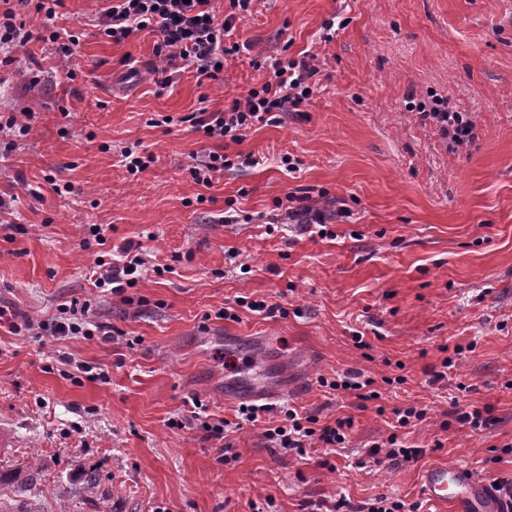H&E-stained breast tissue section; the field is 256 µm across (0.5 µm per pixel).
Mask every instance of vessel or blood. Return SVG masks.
<instances>
[{"instance_id":"vessel-or-blood-1","label":"vessel or blood","mask_w":512,"mask_h":512,"mask_svg":"<svg viewBox=\"0 0 512 512\" xmlns=\"http://www.w3.org/2000/svg\"><path fill=\"white\" fill-rule=\"evenodd\" d=\"M421 488L429 500L449 505L452 512H499L486 482L465 464L428 468L421 477Z\"/></svg>"}]
</instances>
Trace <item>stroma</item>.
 Returning <instances> with one entry per match:
<instances>
[{
    "instance_id": "1",
    "label": "stroma",
    "mask_w": 512,
    "mask_h": 512,
    "mask_svg": "<svg viewBox=\"0 0 512 512\" xmlns=\"http://www.w3.org/2000/svg\"><path fill=\"white\" fill-rule=\"evenodd\" d=\"M105 5L62 0L57 25L79 38L67 56L43 42L34 5L15 6L28 52L0 63V116L34 115L14 150L0 147V512H312L379 496L447 512L422 493L428 466L512 475V0H270L237 17L246 49L220 80L185 67L167 88L150 72L156 34L103 38ZM335 19L345 28L323 41ZM305 53L318 69L310 100L228 146L256 165L197 183L191 169L215 145L183 116L224 110L260 87L272 58ZM435 94L471 114L473 145L447 148L419 121L417 104ZM135 145L154 161L132 175L120 155ZM303 191L323 195L328 237L278 208ZM230 207L240 223L219 224ZM90 224L106 245L85 247ZM129 242L169 267L130 289L140 308L90 281ZM231 247L249 273L225 260ZM239 296L289 314L235 307ZM75 299L122 339L12 333L15 316L49 323ZM226 306L237 320L213 318ZM450 349L455 367L431 383ZM65 353L107 381L75 384L58 369ZM349 370L374 379L379 399L319 383ZM283 371L287 403L353 417L347 446L290 455L247 424L219 461L189 421L194 403L236 420L225 384ZM409 404L427 417L399 435L425 456L367 461L392 409ZM470 405L490 408L485 429L452 421V407Z\"/></svg>"
}]
</instances>
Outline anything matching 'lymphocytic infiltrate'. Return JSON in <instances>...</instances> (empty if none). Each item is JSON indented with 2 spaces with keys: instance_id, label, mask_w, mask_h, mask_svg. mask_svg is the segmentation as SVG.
Here are the masks:
<instances>
[{
  "instance_id": "f902f5d3",
  "label": "lymphocytic infiltrate",
  "mask_w": 512,
  "mask_h": 512,
  "mask_svg": "<svg viewBox=\"0 0 512 512\" xmlns=\"http://www.w3.org/2000/svg\"><path fill=\"white\" fill-rule=\"evenodd\" d=\"M228 2L230 11L224 15L214 0H110L101 13L98 31L115 44L143 30L159 32L154 54L165 63L166 75L160 80L161 86L171 85L174 73L185 66L194 67L198 76L215 81L221 74V63L241 53L239 43L231 39L237 16L255 11L259 0ZM270 67L271 73L260 88L250 89L224 110L202 109L187 115L191 128L215 143H238L255 124L270 122L277 113L298 111L312 94L310 80L316 73L315 66L304 59L284 57L273 60ZM418 117L422 123L434 125L441 138L452 146H468L475 140L472 117L452 110L445 97H433L430 109L419 110ZM148 268L144 253L128 243L117 247L116 258L109 265L99 267L95 285L111 287L113 294L120 295L136 285L137 273ZM90 310V301H72L63 307L62 317L50 324L51 335L113 341V327L93 321ZM393 414L398 431L424 421L427 410L409 405L394 409ZM353 425L349 416L324 425L317 415H302L289 407L284 410L280 424L265 428L263 436L273 447L301 455L315 444L330 449L343 447ZM397 431L385 443L372 444L369 457L382 455L392 462L423 457V449L404 445Z\"/></svg>"
}]
</instances>
